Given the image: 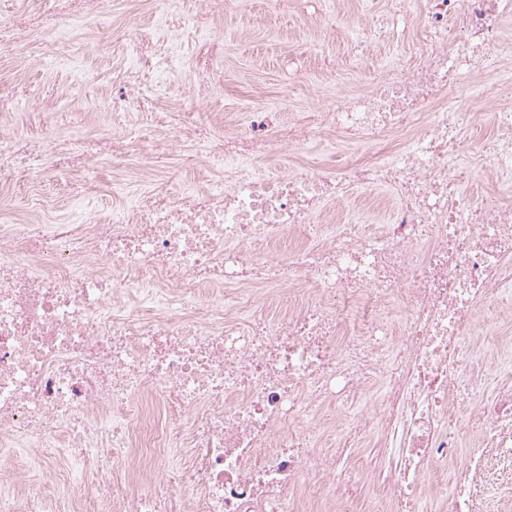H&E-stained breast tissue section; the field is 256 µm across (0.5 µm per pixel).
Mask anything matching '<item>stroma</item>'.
Listing matches in <instances>:
<instances>
[{"label": "stroma", "mask_w": 512, "mask_h": 512, "mask_svg": "<svg viewBox=\"0 0 512 512\" xmlns=\"http://www.w3.org/2000/svg\"><path fill=\"white\" fill-rule=\"evenodd\" d=\"M403 17L393 16L383 0H288L278 10H270L267 0H243L241 15L204 30H189L182 45L183 61L164 84L165 105L180 110L198 108L214 120L225 113L246 119L251 103L267 99L274 103L276 114L298 112L311 102V84L330 85L336 95L367 88L376 75L377 62L385 60L395 68L418 64L425 53L417 47L401 54L402 40L413 39L419 0H408ZM332 11L337 30L329 39L311 44V26L323 11ZM363 20L376 29L377 41L365 49L351 45L347 26ZM96 22H88L58 38L60 56L76 59L81 76L80 90H70L65 78L43 70L37 57L0 52V92H11L31 78H39L53 96L63 99L65 108L50 120L58 138L72 136L68 123L72 112L89 116L88 134L108 136L112 133L111 110L92 108L89 102L95 91V77L109 61L120 55L119 44L94 45ZM221 36L224 56L210 66H195L193 52L197 41ZM58 197L65 203L61 219L77 222L89 215L86 201L94 208L117 210L122 197L102 182L94 189L63 176H35L29 186L13 179L0 178V211L32 214L43 200ZM479 494L475 512H512V461L503 460L498 471L477 476Z\"/></svg>", "instance_id": "35a3bbf8"}]
</instances>
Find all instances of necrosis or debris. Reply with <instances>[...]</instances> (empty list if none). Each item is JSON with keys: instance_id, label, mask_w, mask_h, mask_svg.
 Wrapping results in <instances>:
<instances>
[{"instance_id": "necrosis-or-debris-1", "label": "necrosis or debris", "mask_w": 512, "mask_h": 512, "mask_svg": "<svg viewBox=\"0 0 512 512\" xmlns=\"http://www.w3.org/2000/svg\"><path fill=\"white\" fill-rule=\"evenodd\" d=\"M125 6L162 17L112 29L122 53L94 102L120 120L101 156L49 135L56 102L36 86L0 93V162L19 180L46 161L89 175L103 156L140 185L81 224H0V450L26 456L0 464V512H355L340 461L371 431L383 512H416L436 464L452 512H473L455 391L512 358L507 335L461 348L480 304L512 321V0H427L429 50L405 76L317 92L275 125L265 104L246 123L161 107L145 74L173 70L180 12ZM489 107L495 135L471 142ZM323 139L356 157L287 163ZM458 158L485 178L478 201ZM191 166L218 178L173 194ZM357 188L388 192L384 223L350 212ZM339 204L343 221L320 223ZM476 418L483 451L512 448L511 391Z\"/></svg>"}]
</instances>
